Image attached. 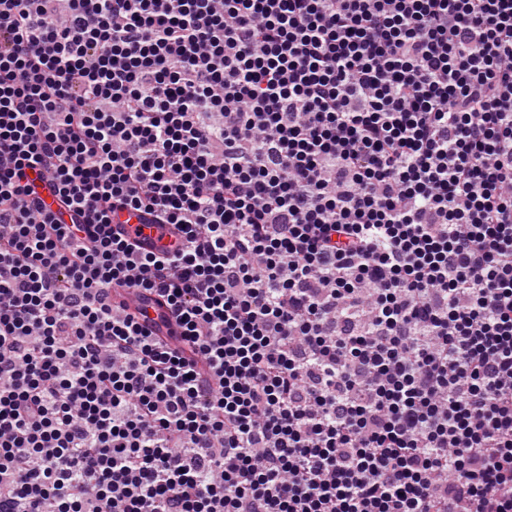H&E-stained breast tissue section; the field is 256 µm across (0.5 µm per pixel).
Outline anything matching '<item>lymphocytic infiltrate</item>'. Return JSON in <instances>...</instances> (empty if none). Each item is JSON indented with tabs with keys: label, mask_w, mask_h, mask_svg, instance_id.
<instances>
[{
	"label": "lymphocytic infiltrate",
	"mask_w": 512,
	"mask_h": 512,
	"mask_svg": "<svg viewBox=\"0 0 512 512\" xmlns=\"http://www.w3.org/2000/svg\"><path fill=\"white\" fill-rule=\"evenodd\" d=\"M0 512H512V0H0ZM112 229L126 238L135 241L143 249L155 250L161 244L170 243L173 233L168 229L162 232L153 223V217L142 211L123 210L112 214Z\"/></svg>",
	"instance_id": "1"
}]
</instances>
